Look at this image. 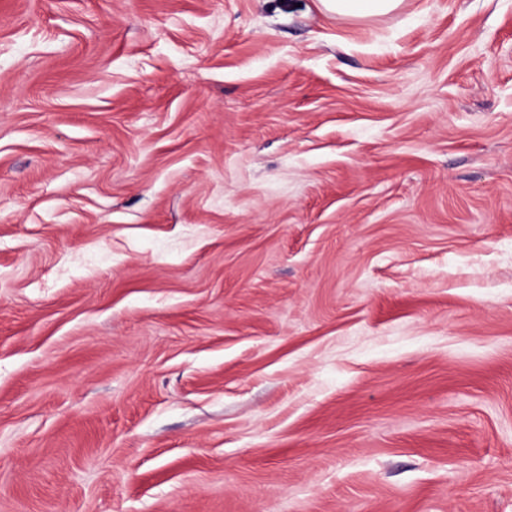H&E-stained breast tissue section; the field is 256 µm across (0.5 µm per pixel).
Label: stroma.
<instances>
[{"label": "stroma", "mask_w": 512, "mask_h": 512, "mask_svg": "<svg viewBox=\"0 0 512 512\" xmlns=\"http://www.w3.org/2000/svg\"><path fill=\"white\" fill-rule=\"evenodd\" d=\"M0 512H512V0H0ZM317 9L339 18L364 21L399 11L405 0H314Z\"/></svg>", "instance_id": "35a3bbf8"}]
</instances>
